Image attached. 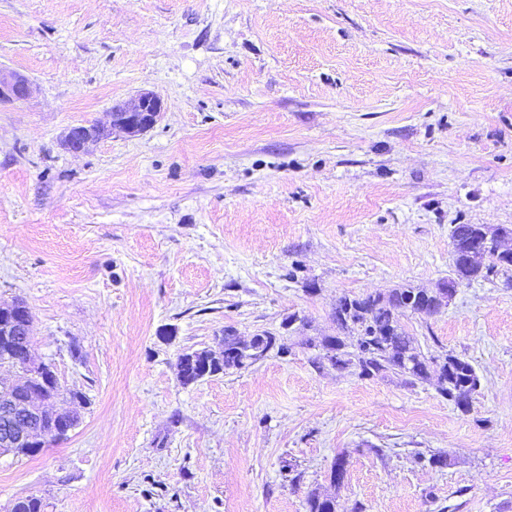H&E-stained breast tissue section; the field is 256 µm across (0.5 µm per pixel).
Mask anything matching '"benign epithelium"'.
<instances>
[{
  "label": "benign epithelium",
  "instance_id": "benign-epithelium-1",
  "mask_svg": "<svg viewBox=\"0 0 512 512\" xmlns=\"http://www.w3.org/2000/svg\"><path fill=\"white\" fill-rule=\"evenodd\" d=\"M27 85L21 79L8 80L0 75V99L24 97ZM164 109L162 99L153 93H144L125 106L112 111L110 125H79L70 135L75 145L69 147L73 152H81L87 146L112 130L119 129L126 134L136 135L151 128ZM508 234L504 228H492L486 225L479 229V242L495 250V257L504 266L512 264V250L501 245L503 236ZM0 318L9 322L6 335L10 340L27 342L25 351H30L32 317L27 305L17 300L10 305H0ZM12 366L23 372V378L7 389L0 391V453H10L15 448H44L51 435L39 434L40 422L49 414L45 411L48 400L40 392L38 378L43 374L45 363L34 362L25 356L20 363Z\"/></svg>",
  "mask_w": 512,
  "mask_h": 512
}]
</instances>
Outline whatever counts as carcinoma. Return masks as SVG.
<instances>
[{
	"label": "carcinoma",
	"mask_w": 512,
	"mask_h": 512,
	"mask_svg": "<svg viewBox=\"0 0 512 512\" xmlns=\"http://www.w3.org/2000/svg\"><path fill=\"white\" fill-rule=\"evenodd\" d=\"M451 244L461 254L454 264L458 280L471 282L478 278L492 281L512 269L500 267L491 255L469 251L478 246L476 225L455 224L450 230ZM412 287L395 288L386 295H343L336 301L334 318L340 335L334 337L335 353L330 361L338 368L353 366L359 375L373 378L387 370H395L417 380L425 379L429 371L439 373V394L462 412L469 411L472 395L480 386L472 364L457 355L447 354L442 359L428 358L413 344L411 336L401 324L400 315L417 313L408 304V295L418 293ZM237 336H223V357L217 360L213 374L230 369H242L244 349ZM178 374L182 384L198 381L196 368L190 358L178 359ZM13 512H43L41 499L20 497L12 504ZM307 512H336V503L329 497L312 493L307 498Z\"/></svg>",
	"instance_id": "carcinoma-1"
}]
</instances>
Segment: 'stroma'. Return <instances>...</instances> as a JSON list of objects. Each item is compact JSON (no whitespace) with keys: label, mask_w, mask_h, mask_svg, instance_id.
<instances>
[{"label":"stroma","mask_w":512,"mask_h":512,"mask_svg":"<svg viewBox=\"0 0 512 512\" xmlns=\"http://www.w3.org/2000/svg\"><path fill=\"white\" fill-rule=\"evenodd\" d=\"M0 71V303L86 397L0 455V512H512V285L401 318L474 366L467 413L322 346L340 296L448 279L452 225L512 228V0H0ZM147 92L153 127L65 148ZM228 327L289 353L183 385Z\"/></svg>","instance_id":"1"}]
</instances>
